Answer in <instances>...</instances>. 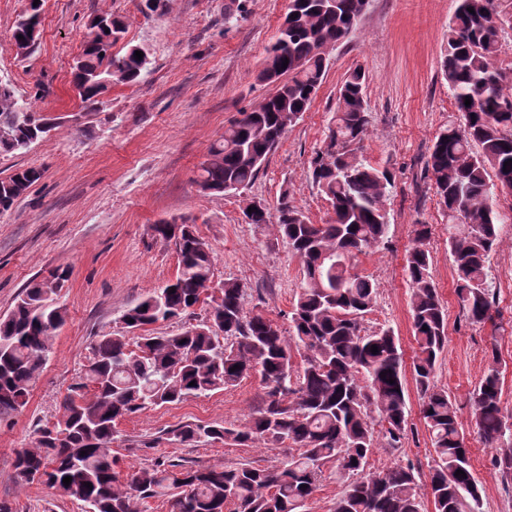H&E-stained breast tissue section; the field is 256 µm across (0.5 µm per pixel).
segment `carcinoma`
Masks as SVG:
<instances>
[{
  "instance_id": "obj_1",
  "label": "carcinoma",
  "mask_w": 512,
  "mask_h": 512,
  "mask_svg": "<svg viewBox=\"0 0 512 512\" xmlns=\"http://www.w3.org/2000/svg\"><path fill=\"white\" fill-rule=\"evenodd\" d=\"M367 2L289 0L257 74L259 82L275 85V92L241 112L210 146L196 179L201 192L237 191L257 179L288 127L309 109L328 68L329 50L350 33ZM41 23V6H29L15 21L11 39L31 52L39 39L32 30ZM125 33L118 16L91 21L73 66L82 102L97 105L108 80L131 84L147 71L146 47L112 53ZM509 35L512 0H458L440 68L459 122L438 134L425 164L448 215L456 294L474 322L492 318L489 257L504 223L495 198L512 195V165H506L512 159V78L504 77L500 63ZM137 51L143 52L140 60ZM369 126L366 75L356 68L338 89L326 145L310 161L312 182L331 208L330 220L310 223L285 197L274 216L260 200L247 203L249 223H274L302 262L304 287L296 294L289 329L260 314L247 315L237 280L212 288L211 250L193 225L175 219L155 225L156 237L176 253L175 280L125 310L123 330L92 344L83 382L63 397L56 421L38 429L35 447L17 451L14 484H45L84 502L86 512H139L154 498L165 499L168 512H305L327 473L334 472L347 485L330 512H423L425 488L434 512H484L457 408L435 382L447 345V314L431 275L427 224H416L405 268L417 344L413 378L432 435L434 465L423 485L411 465L369 470L374 448L399 447L408 426L398 337L389 328L366 329L363 319L376 303L377 288L354 271L359 255L388 243L385 203L394 188L393 173L361 155ZM50 130L47 119L16 96L12 83L0 80V155L27 149ZM40 177L39 169L28 167L1 179L0 213ZM66 281V271L49 272L24 288L0 316L1 421L26 407L32 383L49 360L55 332L66 319L67 307L60 302ZM186 316L194 323L179 332H143ZM373 345L378 352H371ZM252 371L260 375L263 395L247 426L186 423L167 435L190 446L230 440L284 448L280 464L187 465L157 457L124 474L116 470L112 440L121 419L233 387ZM502 390L494 359L471 397L475 433L490 448L512 433L502 412ZM492 466L512 476V448L493 456ZM458 470L465 475H456ZM67 476L72 480L66 486Z\"/></svg>"
}]
</instances>
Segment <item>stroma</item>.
<instances>
[{
	"instance_id": "1",
	"label": "stroma",
	"mask_w": 512,
	"mask_h": 512,
	"mask_svg": "<svg viewBox=\"0 0 512 512\" xmlns=\"http://www.w3.org/2000/svg\"><path fill=\"white\" fill-rule=\"evenodd\" d=\"M227 2L168 0L165 12L147 14L140 0H43L38 47L25 56L11 54V67L0 71V78L11 81L52 122L50 133L21 154L0 156V179L21 165L43 172L0 215V315L37 276L54 268L68 274L62 291L67 316L49 360L26 408L12 422L0 423V500L10 502L13 512H83L81 501L46 485L15 486L10 479L15 452L32 446L35 430L53 419L63 397L80 382L91 344L119 329L121 315L134 301L175 278L176 254L154 236L160 221L194 224L211 249L214 283L238 280L247 314L288 328L303 285L301 263L271 225L247 223L243 210L255 198L274 210L285 198L311 223L328 220L329 206L311 181L309 161L324 146L342 81L360 67L367 75L371 112L362 155L395 175L386 202L389 246L355 262L378 288L365 325L392 328L405 363H412L416 343L405 258L416 222L431 225L433 280L448 312V343L435 381L457 407L474 474L483 486L485 512H512V482H504L491 466L495 451L474 433L470 401L491 361H498L502 407L512 418V196L495 200L508 219L490 256L494 318L473 323L455 292L448 218L425 175L436 136L459 118L440 70L457 0H368L356 27L331 51L309 109L289 128L254 184L205 195L195 179L211 144L240 112L273 91L257 82L256 73L288 11V0H241L242 15L228 23ZM104 13L126 23L115 51L124 52L129 43L148 47L149 72L132 85L113 83L89 108L74 91L71 72L90 21ZM262 393L259 377L251 374L236 386L121 420L112 444L119 469L159 455L206 465L279 464L283 449L263 444L144 446L180 423L245 425ZM434 457L418 397L410 395L401 447L375 449L369 466L380 471L409 463L424 476Z\"/></svg>"
}]
</instances>
